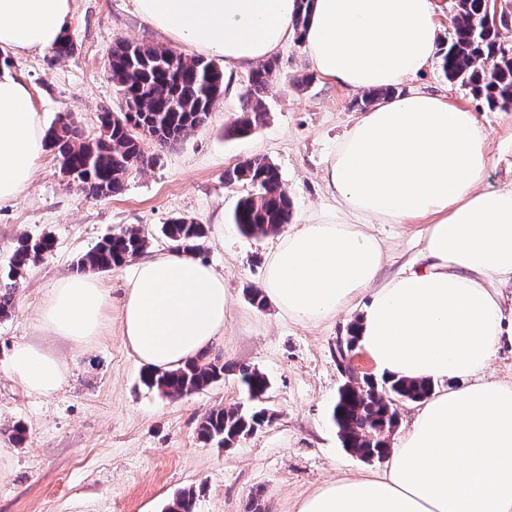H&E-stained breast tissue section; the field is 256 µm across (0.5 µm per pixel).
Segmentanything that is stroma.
I'll return each mask as SVG.
<instances>
[{
    "label": "stroma",
    "instance_id": "stroma-1",
    "mask_svg": "<svg viewBox=\"0 0 512 512\" xmlns=\"http://www.w3.org/2000/svg\"><path fill=\"white\" fill-rule=\"evenodd\" d=\"M73 56L30 52L11 60L30 85L45 124L70 114L86 136L97 133V116L117 106L105 67L116 41L158 44L185 57L192 48L155 30L132 0H74L67 30ZM280 76L264 103L267 115L246 137L227 130L246 106L249 70L237 71L233 89L215 104L208 122L158 153L148 170L129 171L121 194L85 196L44 152L34 179L19 199L0 205V267L18 241L51 235L52 253L32 265L15 294L11 314L0 319V428L21 424L25 441L0 435V512H164L177 494L194 493V512H297L299 502L322 483L344 473L380 469L342 448L329 411L343 376L336 339L358 323L354 309L312 324L282 317L273 304L253 305L249 291L261 287L273 236L242 235L229 216L245 186L227 184L225 170L264 155L278 168L293 207V224L331 204L321 173L342 136L361 117L354 91L315 76L301 40L276 55ZM309 75L307 89L297 78ZM403 93L427 91L474 112L483 126L488 167L484 185L512 186V109H492L448 81L432 63L399 86ZM176 216L205 225L201 261L224 275L231 306L224 334L206 351L230 372L206 389L177 398L147 388L138 364L120 336L119 312L93 342L74 345L37 328L53 283L73 273L77 259L105 236L130 225L152 231L151 251L170 245L158 225ZM423 220L377 224L386 243L383 277H391L420 248ZM32 341L68 366L64 386L49 396L25 392L5 369L12 346ZM259 369L270 380L262 402L268 424L227 448L199 437L211 410L246 405L237 367Z\"/></svg>",
    "mask_w": 512,
    "mask_h": 512
}]
</instances>
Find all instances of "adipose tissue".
<instances>
[{"label":"adipose tissue","instance_id":"obj_1","mask_svg":"<svg viewBox=\"0 0 512 512\" xmlns=\"http://www.w3.org/2000/svg\"><path fill=\"white\" fill-rule=\"evenodd\" d=\"M153 28L224 58L225 74L270 59L301 37L315 72L355 92L399 85L438 50L433 0H313L303 33L297 0H133ZM73 0H0V55L54 47ZM44 132L27 83L0 65V203L28 189ZM485 133L473 112L416 91L375 105L336 143L323 171L333 200L271 246L264 293L288 319L315 323L354 308L357 345L379 375L428 378L381 471L350 474L306 496L297 512H512V383L485 370L512 346V188L483 181ZM425 220L415 261L382 278L371 224ZM112 294L91 272L59 279L41 332L85 345L105 329ZM224 277L194 254L138 259L120 305L138 363L170 370L224 333ZM6 369L31 394L63 384L67 367L34 342Z\"/></svg>","mask_w":512,"mask_h":512}]
</instances>
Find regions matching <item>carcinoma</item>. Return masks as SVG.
Here are the masks:
<instances>
[{"instance_id":"cac0c4a2","label":"carcinoma","mask_w":512,"mask_h":512,"mask_svg":"<svg viewBox=\"0 0 512 512\" xmlns=\"http://www.w3.org/2000/svg\"><path fill=\"white\" fill-rule=\"evenodd\" d=\"M457 14L448 49L442 52L441 69L449 80L487 102L488 107H505L512 102V50L500 41L504 19H488L483 0H456ZM175 52L155 44L119 40L106 66L108 80L120 96L119 111L98 114L99 131L84 138L68 115H61L44 134V149L53 152L60 171L72 177L77 188L98 198L122 193L128 172L147 170L158 160L143 149L139 128L152 131L160 146L178 142L204 125L224 92V71L206 57L179 62L177 70L165 68ZM277 62L267 60L249 77L243 116L231 130L247 134L266 115L263 98L277 79ZM229 183L249 185L253 191L239 198L231 221L245 236L271 235L291 219V204L278 170L267 157H248L224 172ZM161 234L175 250L196 254L202 249L206 227L193 219L177 216L161 226ZM151 237L139 225L105 237L81 256L84 271H108L144 253ZM53 239L23 238L7 267L0 269V317L9 316L15 293L30 264L51 254ZM224 364L201 358L165 371L148 370L142 376L146 387L165 397H180L202 390L224 378ZM239 377L248 397L259 401L270 389L266 375L242 368ZM434 385L429 380L384 377L377 382H360L346 376L339 387L331 417L342 447L361 459H381L390 448L379 431L391 432L399 415L392 401L418 402L428 397ZM266 422L263 409L241 406L210 411L199 426V435L229 447ZM194 494L183 491L164 512H191Z\"/></svg>"}]
</instances>
